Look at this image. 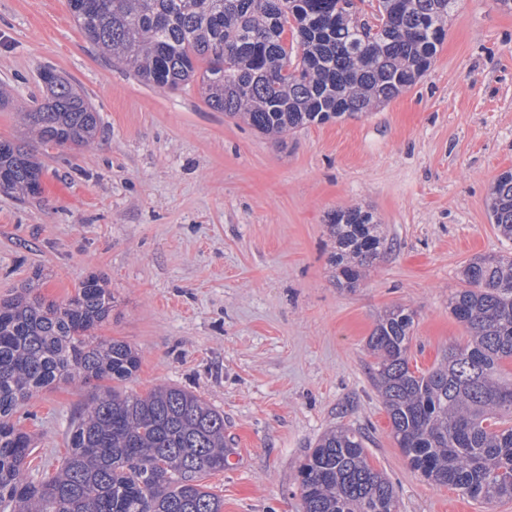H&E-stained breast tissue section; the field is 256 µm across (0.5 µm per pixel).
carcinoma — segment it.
Returning a JSON list of instances; mask_svg holds the SVG:
<instances>
[{"label":"carcinoma","mask_w":512,"mask_h":512,"mask_svg":"<svg viewBox=\"0 0 512 512\" xmlns=\"http://www.w3.org/2000/svg\"><path fill=\"white\" fill-rule=\"evenodd\" d=\"M456 0H375L371 33L352 0H69L87 41L140 79L176 89L199 78L206 104L282 143L315 123L353 116L412 87L445 41ZM45 97L24 112L41 144L80 148L98 135L84 92L52 70ZM33 150L0 141V191L42 193ZM490 217L512 240V171L495 181ZM336 285L355 288L382 255L372 211L336 210ZM40 274L0 299V512H223L202 483L229 466L224 413L193 392L160 385L123 394L140 358L123 341L92 331L115 298L100 277L79 282L58 303L37 292ZM448 299L467 338L426 371L412 370L414 312L396 306L366 341L370 379L410 467L430 484L493 505L512 500V252L478 255ZM64 380L94 387L68 430L69 453L51 477L24 468L30 434L14 415ZM367 436L339 427L323 434L298 466L302 512H398L392 482L369 460Z\"/></svg>","instance_id":"obj_1"}]
</instances>
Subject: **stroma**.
I'll list each match as a JSON object with an SVG mask.
<instances>
[{
    "label": "stroma",
    "instance_id": "35a3bbf8",
    "mask_svg": "<svg viewBox=\"0 0 512 512\" xmlns=\"http://www.w3.org/2000/svg\"><path fill=\"white\" fill-rule=\"evenodd\" d=\"M46 68L83 90L102 131L77 149L35 144L42 194L0 193V298L37 271L57 302L101 277L116 306L95 334L141 358L121 391L168 383L223 411L236 456L205 482L224 512H301L296 469L337 426L366 434L399 512H483L410 468L366 339L380 312L406 306L411 362L431 368L466 336L448 310L463 265L512 249L487 207L512 169V11L458 0L413 87L281 144L209 108L199 83L159 89L110 64L68 0H0V141H30L20 113L42 97ZM356 206L374 212L387 248L349 291L332 277L326 224ZM89 392L62 383L18 409L32 476L62 463Z\"/></svg>",
    "mask_w": 512,
    "mask_h": 512
}]
</instances>
